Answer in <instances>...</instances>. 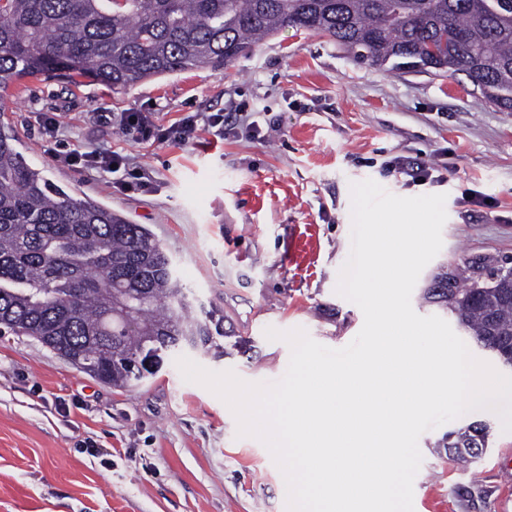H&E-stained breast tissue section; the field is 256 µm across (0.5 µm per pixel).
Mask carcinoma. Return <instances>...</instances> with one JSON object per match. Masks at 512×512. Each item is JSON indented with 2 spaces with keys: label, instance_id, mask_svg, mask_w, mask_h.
<instances>
[{
  "label": "carcinoma",
  "instance_id": "1",
  "mask_svg": "<svg viewBox=\"0 0 512 512\" xmlns=\"http://www.w3.org/2000/svg\"><path fill=\"white\" fill-rule=\"evenodd\" d=\"M325 35L354 61L389 71L463 74L512 109V0H0V92L48 69L129 89L167 75L223 69L286 28ZM0 123V327L78 358L114 386L141 381L202 336L224 335L214 313L194 315L152 234L31 167ZM425 298L444 306L485 347L512 339V273L485 288L459 270ZM488 432L471 423L441 440L453 460L483 455Z\"/></svg>",
  "mask_w": 512,
  "mask_h": 512
}]
</instances>
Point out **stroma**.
<instances>
[{
  "label": "stroma",
  "instance_id": "stroma-1",
  "mask_svg": "<svg viewBox=\"0 0 512 512\" xmlns=\"http://www.w3.org/2000/svg\"><path fill=\"white\" fill-rule=\"evenodd\" d=\"M0 104L27 163L151 231L196 303L224 317L222 354L190 359L249 383L277 382L289 364L288 343L266 329H302L334 349L360 331V308L336 292L351 183L446 195L443 247L411 296L419 315H447L422 298L439 272L512 259V110L461 75L388 72L288 29L219 72L127 90L70 87L50 72ZM124 112L151 116L163 136L132 139L118 124ZM191 116L194 137L177 141ZM75 149L119 156L128 178L63 163ZM473 422L488 424V447L462 469L437 444ZM418 447L414 512H512V433L495 413L428 430ZM0 512H286V485L265 445L238 437L226 403L184 381L175 359L118 388L9 333L0 335Z\"/></svg>",
  "mask_w": 512,
  "mask_h": 512
}]
</instances>
